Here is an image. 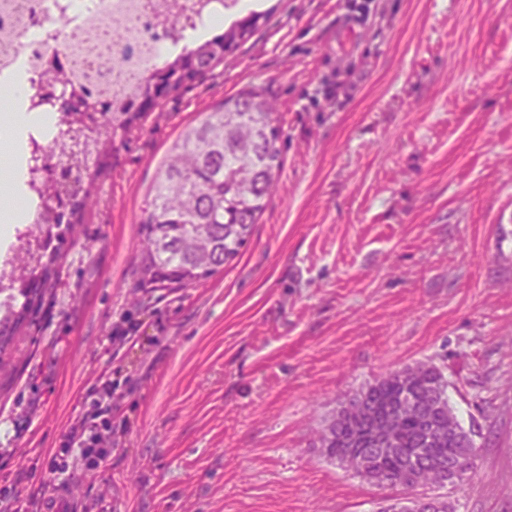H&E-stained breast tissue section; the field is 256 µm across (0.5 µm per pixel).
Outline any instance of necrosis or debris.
Wrapping results in <instances>:
<instances>
[{
  "instance_id": "obj_1",
  "label": "necrosis or debris",
  "mask_w": 512,
  "mask_h": 512,
  "mask_svg": "<svg viewBox=\"0 0 512 512\" xmlns=\"http://www.w3.org/2000/svg\"><path fill=\"white\" fill-rule=\"evenodd\" d=\"M236 0H0V89L12 104L32 101L46 84L34 57L88 72L112 91V111L132 104L149 72L188 38L207 37L214 20L232 14ZM15 198L26 220L0 243V284L18 287L21 258L34 255L32 221L43 220L40 187L21 172Z\"/></svg>"
}]
</instances>
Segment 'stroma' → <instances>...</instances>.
I'll use <instances>...</instances> for the list:
<instances>
[{
	"label": "stroma",
	"instance_id": "obj_1",
	"mask_svg": "<svg viewBox=\"0 0 512 512\" xmlns=\"http://www.w3.org/2000/svg\"><path fill=\"white\" fill-rule=\"evenodd\" d=\"M242 2L259 31L116 141L18 344L0 512L42 488L39 512H375L385 490L316 434L419 362L481 447L456 512H512V0ZM250 88L284 166L249 243L197 285L140 287L163 159ZM82 418L101 441L66 456Z\"/></svg>",
	"mask_w": 512,
	"mask_h": 512
}]
</instances>
